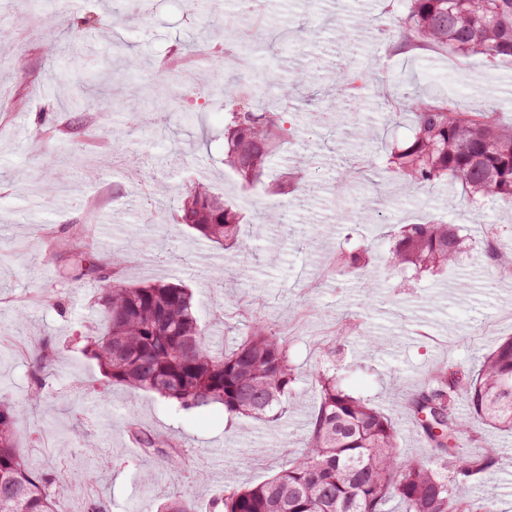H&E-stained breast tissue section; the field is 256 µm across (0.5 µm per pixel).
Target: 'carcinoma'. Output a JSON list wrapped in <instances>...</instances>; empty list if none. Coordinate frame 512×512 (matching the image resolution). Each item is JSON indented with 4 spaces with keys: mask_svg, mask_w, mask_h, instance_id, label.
<instances>
[{
    "mask_svg": "<svg viewBox=\"0 0 512 512\" xmlns=\"http://www.w3.org/2000/svg\"><path fill=\"white\" fill-rule=\"evenodd\" d=\"M405 2L408 14L399 25L404 45L441 46L462 56L512 62V0ZM54 17L53 12L45 17L41 43L52 60L60 52ZM210 62L211 84L222 90L230 82L224 55L212 54ZM271 75L264 68L251 72L226 100L224 165L243 187L259 182L273 153L292 135L282 108L258 112L249 102ZM310 79L308 73H297L282 82L280 100L296 99L295 92ZM354 90L350 77L339 93V111L356 100ZM89 104L88 86L76 85L68 110L80 112ZM406 107L412 136L386 154L387 175L416 188L447 181L461 186L470 202L479 196L512 204V125L498 124L492 110L470 111L415 93L406 97ZM310 167V158L298 159L292 175H278L266 191L279 196L293 192ZM180 220L225 250L240 243L242 211L205 181L187 188ZM461 244L452 224H401L385 265L448 268L455 265ZM62 246L75 257L64 278L97 282L93 303L104 321L99 331H77L71 342L81 345L112 383L155 394L179 411L220 404L231 418L275 422L281 417L283 398L292 393L299 374L288 345L266 321H251L231 349H219L200 327L192 293L183 283L122 285L112 280V271L125 264L127 252L114 249L109 258L99 259L78 238ZM369 263V249L360 246L336 252L334 266L362 279ZM28 356L39 375L32 394L37 401L52 375L56 350L43 343ZM310 376L318 402L304 451L256 485L224 482L212 512H391L394 501L403 512H494L491 503L472 495L494 462V452L466 455L458 439L473 422L512 433V336L482 354L478 371L444 365L408 398L406 410L430 448L428 457L413 461L402 458L399 432L387 413L350 394L334 375L315 369ZM129 432L140 447L160 452L165 468L182 469L184 457L172 438L133 425ZM19 439L15 410L0 398V512H57L58 499L69 490L68 469L53 475L34 472ZM157 512L196 510L190 500L175 497Z\"/></svg>",
    "mask_w": 512,
    "mask_h": 512,
    "instance_id": "cac0c4a2",
    "label": "carcinoma"
}]
</instances>
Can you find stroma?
Wrapping results in <instances>:
<instances>
[{
    "instance_id": "1",
    "label": "stroma",
    "mask_w": 512,
    "mask_h": 512,
    "mask_svg": "<svg viewBox=\"0 0 512 512\" xmlns=\"http://www.w3.org/2000/svg\"><path fill=\"white\" fill-rule=\"evenodd\" d=\"M205 11L178 10L172 0H155L146 20L131 0H88L99 16L123 27L121 44L101 27L93 56L131 60L112 83L96 86V102L83 114L71 141L83 154L87 177L65 163L47 168L57 153L55 130L71 115L61 106L68 88L55 77L66 56L47 60L40 50V12L33 0H0V15L26 19L24 39L12 47L16 61L0 66V395L18 414L23 454L45 474L59 465L81 470L94 464L97 482L70 488L62 512H83L88 500L107 512H155L173 494L191 498L209 512L214 491L225 480L259 483L281 469L301 448L317 404L310 382L295 384L286 413L277 423L229 419L223 406L200 412L176 410L158 397L108 386L95 361L71 345L85 324L100 326L91 307L95 284L62 280L70 262L61 240L85 233L89 250L102 256L128 250L115 277L126 283L182 279L193 292L199 324L232 348L246 324L261 318L275 324L299 371L325 367L354 395L395 418L403 457H425L428 444L407 419L404 403L439 366L473 367L499 338L512 335V274L491 266L489 232L512 249V208L483 200L470 204L460 187L441 182L407 188L394 178L376 185L341 187L346 162L381 167L391 147L410 136L398 100L419 93L468 109H492L512 125V64L484 56L399 46L400 0H264L245 24L238 0H213ZM246 42L280 79L314 67L345 74L366 72L362 106L354 118L363 138L321 137L332 126L324 84L306 87L290 101L294 135L272 157L267 176L280 173L292 157H313L305 181L279 206L283 221L263 224L260 211L271 199L244 200L224 166V103L195 93L181 111H163L149 96L160 61L171 51L204 46L215 51ZM24 97L16 112L12 98ZM140 102L143 116L127 125L123 99ZM169 154L168 189L153 200L134 190L129 173L149 178L151 157ZM206 179L215 191L243 206V245L224 251L178 224L191 181ZM442 220L464 237L459 261L448 270H389L382 255L394 225ZM365 245L371 253V288L332 270L339 248ZM335 354L322 348L334 337ZM50 341L59 351L52 376L37 388L28 350ZM40 401H32L34 390ZM177 439L185 455L182 471L158 474L157 460L137 448L129 422ZM481 444L460 439L464 451L495 450L476 499L492 501L495 512H512V435L481 430ZM124 448V461L112 459Z\"/></svg>"
}]
</instances>
